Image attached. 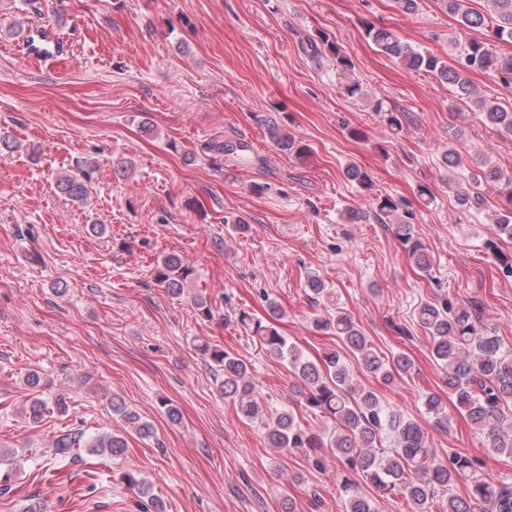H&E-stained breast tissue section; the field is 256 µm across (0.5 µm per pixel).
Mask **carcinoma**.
<instances>
[{"mask_svg":"<svg viewBox=\"0 0 512 512\" xmlns=\"http://www.w3.org/2000/svg\"><path fill=\"white\" fill-rule=\"evenodd\" d=\"M448 13L457 18L461 28L491 29V41L465 39L457 41V52L444 60L422 52L401 40L392 30L371 26L367 35L386 56L411 70H423L448 83L461 99L467 100L481 112L484 121L512 134V111L499 103L489 102L477 95L476 89L465 78L467 70H493L512 75V59L498 55L494 42L512 41V0H487L492 6L490 16L470 8L469 0H438ZM303 53L313 59H329L341 82L343 94L361 98L364 90L352 78L354 62L346 47L330 39L323 31L301 42ZM378 116L392 131H400L403 113L384 109L376 104ZM264 127L270 142L280 151L296 148V142L273 119L265 120ZM220 155L236 154L249 160L250 146L239 141L225 140L209 145ZM347 179L363 190L372 188L373 180L367 171L353 165L344 170ZM91 172H63L57 176L56 188L72 200L84 203L90 195ZM494 184L506 208L496 215L495 232L512 237V176L503 170L484 165L471 174L467 182H457L455 197L463 208L482 210L486 199L481 186ZM373 220L378 224L407 226V216L399 214V205L390 195L376 198ZM404 246L412 264L421 272L432 267L430 255L424 245L403 234ZM195 269L176 253L164 256L154 270L155 281L175 297L181 296L185 286L193 279ZM308 287L313 302L319 304L333 300L332 289L315 275L308 276ZM268 320H255L246 312L238 313L236 320L256 338L271 356L288 362L303 388L298 390L311 412L322 413L336 423L334 431L322 438L309 433L296 419L290 408L269 412L260 401L256 384L247 364L207 342L195 349L215 365L218 388L230 399L237 412L248 421L259 422L269 444L275 452L284 455L295 449L326 448L342 469L336 472V482L345 499L346 512H376L374 498L361 490L365 485L379 496L401 494L412 503V512H433L431 504L437 493L466 481L467 497H448L441 512H512V487L496 484L482 470V462L461 453H455L444 462L435 457L428 447L427 435L415 420L387 407L372 390L363 386L351 373L336 351L323 353L314 360L306 356L296 344L288 342L273 325L283 315L274 300L267 301ZM315 326L342 340L355 358L360 371L373 377L377 383L390 387L411 374L413 360L403 352L387 355L377 352L352 319L341 310L326 312L314 319ZM417 324L429 341L432 359L444 371L448 393L456 398L457 409L471 428L482 435L493 450L512 457V347L503 345L499 337L479 328L469 307L453 306L446 301H426L417 312ZM425 414L433 426L448 432L450 419L442 397L426 393L422 398ZM59 415L68 412L65 398L58 397L54 405L33 397L25 402L18 415L26 422L36 423L47 410ZM112 414L143 439L154 436L152 425L141 419L124 400L112 396ZM394 438L389 449L378 447L382 432ZM57 457H67L81 448L92 453H108L118 457L127 448L121 433L106 432L90 439L80 427H72L55 437L52 442ZM125 484L137 491L142 512H164L161 501L152 492V483L140 473L129 470L123 475Z\"/></svg>","mask_w":512,"mask_h":512,"instance_id":"cac0c4a2","label":"carcinoma"}]
</instances>
